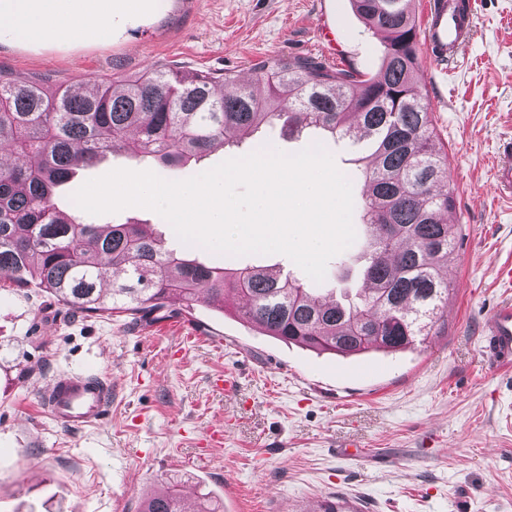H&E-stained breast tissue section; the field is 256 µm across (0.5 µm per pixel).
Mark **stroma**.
I'll return each mask as SVG.
<instances>
[{"instance_id":"obj_1","label":"stroma","mask_w":512,"mask_h":512,"mask_svg":"<svg viewBox=\"0 0 512 512\" xmlns=\"http://www.w3.org/2000/svg\"><path fill=\"white\" fill-rule=\"evenodd\" d=\"M336 37L325 52L320 27ZM103 37L26 42L0 39V71L78 89L106 76L150 69L230 71L250 80L264 59L313 58L375 75L384 44L352 0H129ZM418 87L436 145L448 156L460 235L448 258L456 288L434 336L416 348L359 356L318 353L267 336L207 305L159 321L84 317L37 285L0 291V512H140L145 494L178 480L188 505L209 498L220 512H314L327 498L363 512H512V371L483 360L482 323L512 295L497 278L512 263V200L497 198L491 173L512 138V0H478L476 29L459 63L421 55ZM352 184L360 224L364 179L353 141L328 138ZM222 146L180 167L112 153L60 195L117 169L178 181L246 152ZM145 224L177 255L170 224L138 207L100 224ZM364 236L344 264L317 283L281 254L231 257L268 267L322 297L361 280ZM194 336L182 344L184 336ZM61 372L94 373L112 385L106 424L63 427L41 403ZM229 377L232 393L215 386ZM222 431V446L206 439ZM357 441L358 457L343 443Z\"/></svg>"}]
</instances>
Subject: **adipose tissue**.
Wrapping results in <instances>:
<instances>
[{
	"label": "adipose tissue",
	"mask_w": 512,
	"mask_h": 512,
	"mask_svg": "<svg viewBox=\"0 0 512 512\" xmlns=\"http://www.w3.org/2000/svg\"><path fill=\"white\" fill-rule=\"evenodd\" d=\"M116 0H0V38L100 36Z\"/></svg>",
	"instance_id": "adipose-tissue-1"
}]
</instances>
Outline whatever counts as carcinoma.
I'll list each match as a JSON object with an SVG mask.
<instances>
[{
	"label": "carcinoma",
	"instance_id": "1",
	"mask_svg": "<svg viewBox=\"0 0 512 512\" xmlns=\"http://www.w3.org/2000/svg\"><path fill=\"white\" fill-rule=\"evenodd\" d=\"M381 36L384 58L365 78L307 59L264 60L253 84L218 96L228 71L155 70L116 87L97 79L85 95L47 92L0 71V288L38 281L54 301L86 317L125 313L168 318L206 303L257 325L269 336L341 355L396 352L428 336L453 291L448 256L458 238L441 214L453 208L448 156L434 144L429 104L417 90L418 26L409 0H352ZM285 118L288 132L319 129L369 139L363 171L362 225L371 250L362 281L347 302H330L266 268L210 266L179 258L140 224H93L59 209L56 193L80 169L123 151L163 165L201 160L229 136L247 138ZM141 512H188L168 490L143 499ZM318 512H361L342 499Z\"/></svg>",
	"mask_w": 512,
	"mask_h": 512
}]
</instances>
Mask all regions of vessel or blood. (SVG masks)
Here are the masks:
<instances>
[{"mask_svg": "<svg viewBox=\"0 0 512 512\" xmlns=\"http://www.w3.org/2000/svg\"><path fill=\"white\" fill-rule=\"evenodd\" d=\"M477 0H431L422 40L434 60L454 59L475 25ZM495 194L512 198V139L497 150ZM484 354L494 370L512 367V301L499 302L483 322ZM50 418L71 428L97 427L108 418L109 386L95 374H56L43 392Z\"/></svg>", "mask_w": 512, "mask_h": 512, "instance_id": "b4317fda", "label": "vessel or blood"}]
</instances>
